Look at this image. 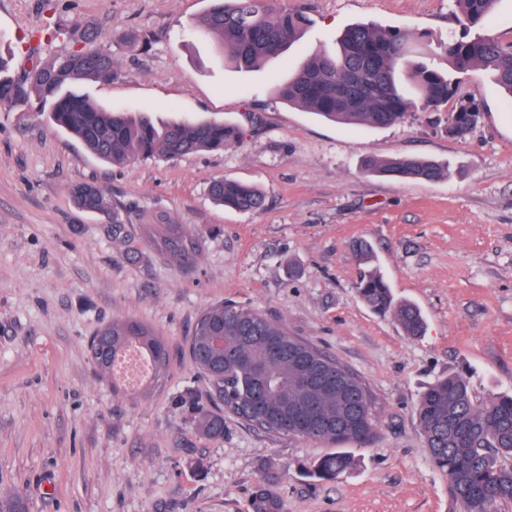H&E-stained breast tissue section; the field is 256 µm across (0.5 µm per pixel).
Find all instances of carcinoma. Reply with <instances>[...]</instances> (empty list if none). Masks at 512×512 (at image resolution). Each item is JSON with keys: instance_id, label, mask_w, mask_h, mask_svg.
<instances>
[{"instance_id": "cac0c4a2", "label": "carcinoma", "mask_w": 512, "mask_h": 512, "mask_svg": "<svg viewBox=\"0 0 512 512\" xmlns=\"http://www.w3.org/2000/svg\"><path fill=\"white\" fill-rule=\"evenodd\" d=\"M199 24L190 27L212 38L219 58L250 69L284 53L308 24L300 12L282 10L275 0H209ZM457 20L467 32L484 26L497 0H456ZM63 35L76 48L31 63L16 76L12 60L0 53V105L28 112L48 111L51 123L75 137L98 160L114 167L134 162L176 161L199 152H220L243 137L240 127L218 121L185 118L157 122L143 113L108 111L89 96L72 90L80 81L111 82L122 75L112 54L100 46L102 32L92 24L59 21L49 37ZM120 40L131 52H147L150 41L137 29ZM419 38L400 29L353 24L336 38V51H316L295 75L276 88L280 99L330 121L353 126L386 127L416 105L437 110L457 95L455 76L481 66L512 95V44L484 34L463 35L440 42L452 72L442 74L413 60ZM480 110L473 98L460 99L450 114L454 135L473 127ZM368 171L403 180L435 181L445 170L433 159L398 156L371 158ZM214 202L245 212L263 208L265 195L236 179H219L209 189ZM70 194L88 212L108 213L112 198L101 186L82 183ZM157 252L181 268L195 261L198 241L166 216L150 223ZM363 302L380 314H391L405 335L425 330L420 309L396 300L387 280L376 269L358 287ZM112 355L136 346L150 359L151 379L159 378L170 360L168 344L151 326L132 318L112 320L104 327ZM196 368L209 381L213 407H197L195 431L204 438L224 434L228 413L268 434L327 443L334 449L318 459L312 474L334 480L357 466L346 444L363 445L376 433L373 397L366 382L352 369L316 345L288 332L280 321L235 304L217 303L196 321L188 344ZM348 381L308 394L299 384L310 360ZM262 370L265 388L247 386L253 370ZM416 418L434 465L448 478V493L461 512H494L512 501V394L490 395L474 401L469 381L450 374L435 381L420 396ZM263 485L251 512H283L272 485L279 473L276 462L261 466Z\"/></svg>"}]
</instances>
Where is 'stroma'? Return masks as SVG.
<instances>
[{
	"label": "stroma",
	"instance_id": "35a3bbf8",
	"mask_svg": "<svg viewBox=\"0 0 512 512\" xmlns=\"http://www.w3.org/2000/svg\"><path fill=\"white\" fill-rule=\"evenodd\" d=\"M303 12V37L253 69L218 61L185 26L207 0H0V49L15 70L71 50L44 32L95 22L123 72L84 89L100 106L159 121H226L244 131L221 153L108 166L45 117L0 106V499L27 512H250L265 460L280 466L284 512H459L430 459L415 407L437 378L466 374L475 401L512 392V102L490 71L462 75L480 106L462 138L448 112L415 108L397 123L351 128L277 98L317 50L354 23L392 27L434 45L460 37L454 0H278ZM146 34L132 53L116 40ZM420 155L448 167L435 182L369 174L367 157ZM261 187L262 210L215 205L217 178ZM95 182L113 214L76 207L71 185ZM160 214L197 237L180 268L146 234ZM122 232L113 235V223ZM371 245L396 299L416 304L423 336L373 312L354 253ZM262 311L360 374L378 430L358 466L331 481L308 469L327 444L273 437L232 415L200 437L195 404L209 383L187 346L218 302ZM156 329L172 358L158 386L113 389L88 354L116 318Z\"/></svg>",
	"mask_w": 512,
	"mask_h": 512
}]
</instances>
